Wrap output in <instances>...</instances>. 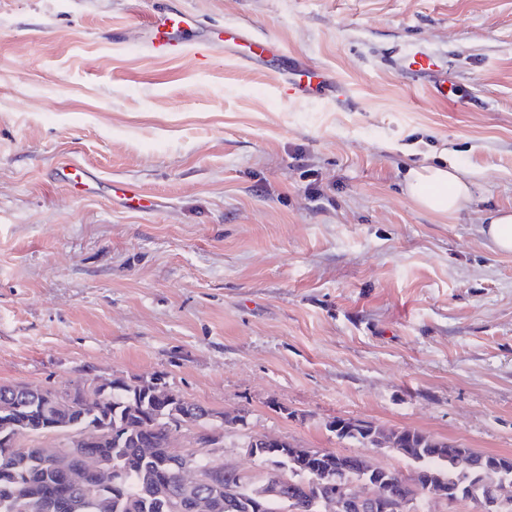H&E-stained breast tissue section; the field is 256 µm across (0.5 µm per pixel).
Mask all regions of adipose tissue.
Instances as JSON below:
<instances>
[{"instance_id": "ef3b65f1", "label": "adipose tissue", "mask_w": 512, "mask_h": 512, "mask_svg": "<svg viewBox=\"0 0 512 512\" xmlns=\"http://www.w3.org/2000/svg\"><path fill=\"white\" fill-rule=\"evenodd\" d=\"M475 185V173L452 165L423 164L409 169L406 176V192L414 203L441 217L458 213Z\"/></svg>"}]
</instances>
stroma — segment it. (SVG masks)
<instances>
[{"mask_svg":"<svg viewBox=\"0 0 512 512\" xmlns=\"http://www.w3.org/2000/svg\"><path fill=\"white\" fill-rule=\"evenodd\" d=\"M166 11L205 54L149 53ZM262 36L275 52L242 67ZM414 49L437 77L403 69ZM287 77L319 88L289 98ZM445 159L482 177L443 219L404 178ZM496 208L512 0H0V384L161 380L240 415L224 455L256 473V435L363 454L339 418L512 456Z\"/></svg>","mask_w":512,"mask_h":512,"instance_id":"stroma-1","label":"stroma"}]
</instances>
